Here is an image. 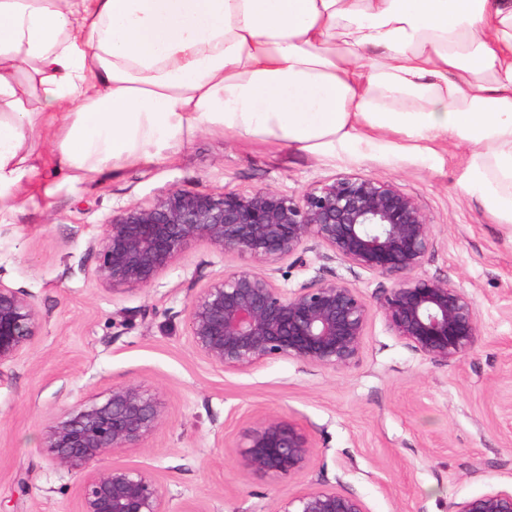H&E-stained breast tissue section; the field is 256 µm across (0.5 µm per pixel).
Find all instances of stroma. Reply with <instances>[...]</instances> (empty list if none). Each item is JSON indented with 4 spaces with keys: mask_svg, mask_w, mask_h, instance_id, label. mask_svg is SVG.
<instances>
[{
    "mask_svg": "<svg viewBox=\"0 0 512 512\" xmlns=\"http://www.w3.org/2000/svg\"><path fill=\"white\" fill-rule=\"evenodd\" d=\"M468 159L464 147L397 153L383 139L312 154L215 127L77 181L40 143L21 201L0 209V283L26 294L41 317L39 336L0 366V512H79L83 475L50 460L46 429L124 381L156 393L168 420L99 465L148 473L168 512H274L317 487L357 496L366 512H451L471 497L511 491L512 224L489 214ZM347 175L390 182L427 215L433 246L414 277L448 281L476 311L478 341L457 362L414 352L376 312L348 369L276 359L224 370L192 346L186 307L239 265L237 255L192 244L151 286L124 295L96 278L94 244L128 207L173 189L299 197ZM305 258L303 267L281 262L275 283L297 289L336 276L372 304L400 279L335 260L321 246ZM265 415L309 434L301 471L271 476L244 466V434Z\"/></svg>",
    "mask_w": 512,
    "mask_h": 512,
    "instance_id": "1",
    "label": "stroma"
}]
</instances>
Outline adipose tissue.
<instances>
[{
	"mask_svg": "<svg viewBox=\"0 0 512 512\" xmlns=\"http://www.w3.org/2000/svg\"><path fill=\"white\" fill-rule=\"evenodd\" d=\"M210 125L467 145L512 224V0H0V208L40 138L83 180Z\"/></svg>",
	"mask_w": 512,
	"mask_h": 512,
	"instance_id": "obj_1",
	"label": "adipose tissue"
}]
</instances>
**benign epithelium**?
I'll list each match as a JSON object with an SVG mask.
<instances>
[{
    "label": "benign epithelium",
    "mask_w": 512,
    "mask_h": 512,
    "mask_svg": "<svg viewBox=\"0 0 512 512\" xmlns=\"http://www.w3.org/2000/svg\"><path fill=\"white\" fill-rule=\"evenodd\" d=\"M204 242L241 264L205 286L186 307L190 340L210 364L247 370L275 359L345 369L358 359L372 311L414 351L439 364L460 359L477 341L470 298L440 278H409L382 290L376 305L336 276L288 290L271 268L290 258L306 264L307 243L379 274L412 272L433 246L429 219L392 183L347 176L297 197L270 188L248 193L174 189L150 206H131L105 225L96 277L114 294L150 286L189 245ZM41 327L35 304L0 283V366L15 360ZM164 403L141 382L112 385L102 403L86 404L45 433L54 462L84 473L81 512H166L158 484L141 470L97 469L109 450L141 445L166 421ZM253 472L303 469L312 443L298 424L265 417L245 433ZM276 512H365L359 498L311 488ZM453 512H512V492L489 491Z\"/></svg>",
    "instance_id": "benign-epithelium-1"
}]
</instances>
